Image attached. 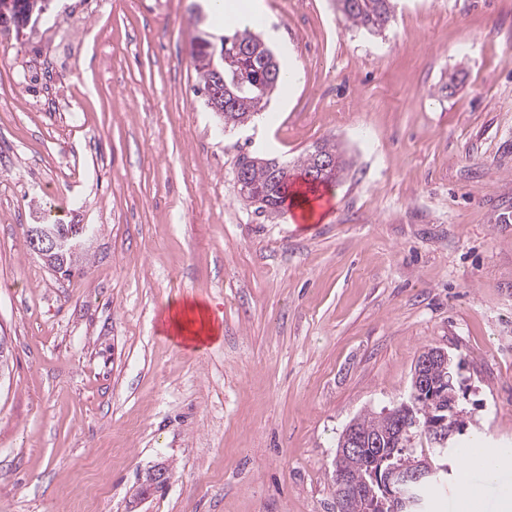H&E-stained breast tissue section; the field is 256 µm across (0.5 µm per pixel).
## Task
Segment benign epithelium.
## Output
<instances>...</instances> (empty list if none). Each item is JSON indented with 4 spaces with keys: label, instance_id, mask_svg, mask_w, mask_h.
I'll return each mask as SVG.
<instances>
[{
    "label": "benign epithelium",
    "instance_id": "7a95c632",
    "mask_svg": "<svg viewBox=\"0 0 512 512\" xmlns=\"http://www.w3.org/2000/svg\"><path fill=\"white\" fill-rule=\"evenodd\" d=\"M48 8L47 0H0V20L13 21L22 15L30 16L34 11L44 12ZM85 227L78 235L63 233L59 227L46 223L41 216L34 218V223L27 229L30 249L58 272L67 270L66 255H74L81 239L88 236ZM448 353L440 348H428L420 356L411 383L409 401L402 402L393 411V426L390 431L370 437L363 436L357 430L348 427L341 439L340 447L334 460V472L338 479V505L340 512H372L379 507L382 512H403L416 503L410 495L407 482L424 476H437L447 469L430 468L426 460L413 457L403 463L402 476L382 473L386 449L399 448L406 443L409 428L425 426L433 442L446 447L458 433L457 409L458 396L451 392L444 396L443 385L453 387V382L446 381L448 372ZM427 398L438 408L425 418V423L415 416L418 407L417 397ZM349 454L363 457L365 467L372 473L371 479L364 483H355L343 471L342 460Z\"/></svg>",
    "mask_w": 512,
    "mask_h": 512
}]
</instances>
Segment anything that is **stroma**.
<instances>
[{
	"mask_svg": "<svg viewBox=\"0 0 512 512\" xmlns=\"http://www.w3.org/2000/svg\"><path fill=\"white\" fill-rule=\"evenodd\" d=\"M262 0L254 31L301 79L225 126L199 89L206 0H55L0 24V512H336L339 439L409 397L428 348L459 363L466 430L425 512H472L458 473L500 449L512 482V0H397L378 36L334 0ZM458 85L441 93L449 75ZM351 168L313 219L259 214L240 157L323 141ZM87 166L45 172L55 146ZM93 225L64 275L26 246L28 209ZM194 299L223 329L163 334ZM166 486L131 487L156 464Z\"/></svg>",
	"mask_w": 512,
	"mask_h": 512,
	"instance_id": "1",
	"label": "stroma"
}]
</instances>
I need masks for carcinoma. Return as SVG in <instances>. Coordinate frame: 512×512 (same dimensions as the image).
I'll list each match as a JSON object with an SVG mask.
<instances>
[{
  "mask_svg": "<svg viewBox=\"0 0 512 512\" xmlns=\"http://www.w3.org/2000/svg\"><path fill=\"white\" fill-rule=\"evenodd\" d=\"M336 11L353 27L363 28L371 33L385 30L394 18L395 5L392 0H335ZM201 51L195 59V70L203 84L206 102L218 94L222 103L224 124L242 125L255 114L263 111L270 94L285 83V72L272 51L263 40L249 29L237 27L222 36L217 44H210L206 38L199 39ZM251 47L249 58L238 66L239 77H234L229 66H224V79L227 88L218 86L214 72L205 56L213 54L216 58L234 59L238 56L242 44ZM330 160L336 164V178H341L349 167L338 145L323 142L313 146L297 161L300 174L307 176L314 172L318 162ZM274 159L244 156L239 160L238 169L248 176L246 191L243 196L258 204L263 212L279 211L288 199L290 179L275 180L273 177ZM386 412L377 415L367 414L353 420L354 425L365 434H376L388 429ZM343 469L348 471L352 480L370 479L364 469L363 460L356 455L343 459Z\"/></svg>",
  "mask_w": 512,
  "mask_h": 512,
  "instance_id": "cac0c4a2",
  "label": "carcinoma"
}]
</instances>
